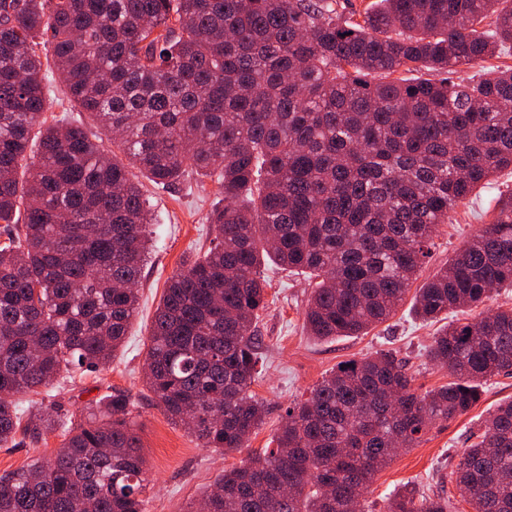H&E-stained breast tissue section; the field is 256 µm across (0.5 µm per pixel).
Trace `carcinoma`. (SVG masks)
<instances>
[{
	"mask_svg": "<svg viewBox=\"0 0 512 512\" xmlns=\"http://www.w3.org/2000/svg\"><path fill=\"white\" fill-rule=\"evenodd\" d=\"M125 165L84 126L42 119L39 48ZM512 50V0H0V446L58 424L18 394L108 366L137 311L158 187L188 172L224 186L212 246L183 263L157 308L146 386L205 448L245 447L265 406L256 334L264 258L314 282L317 339L387 320L430 255L435 228L512 167V68L457 76ZM434 69L437 81L416 76ZM31 155L36 164L21 163ZM512 287V194L417 288L426 320ZM429 359L453 381L420 392L378 352L336 367L294 402L273 447L224 470L206 512H353L399 448L469 411L512 372V307L443 326ZM121 391L51 458L0 476V512H143L146 468ZM472 512H512V402L456 465ZM401 488L390 512H451Z\"/></svg>",
	"mask_w": 512,
	"mask_h": 512,
	"instance_id": "carcinoma-1",
	"label": "carcinoma"
}]
</instances>
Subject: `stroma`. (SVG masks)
Wrapping results in <instances>:
<instances>
[{"mask_svg":"<svg viewBox=\"0 0 512 512\" xmlns=\"http://www.w3.org/2000/svg\"><path fill=\"white\" fill-rule=\"evenodd\" d=\"M47 89L45 117L64 116L76 121L97 133V141L104 149H111V140L101 133L94 117L69 102L58 74L49 75ZM134 178L142 182L155 220L151 226V257L138 287V309L123 347L109 368L76 376L35 396L23 395L20 402L22 408L34 403L42 410L77 423L83 419L87 407L109 399L113 391L128 394L134 404V429L149 479L142 494L144 512H189L224 469L241 464L267 448L287 406L307 398L311 389L340 362L386 350L406 363L419 390L450 382L447 369L435 365L426 356L438 326L416 315L412 297H405L390 319L364 335L317 341L304 329L303 313L312 291L308 279L280 269L270 261L263 268L270 279L266 290L268 308L257 323L265 361L253 385L257 397L266 405L264 422L240 451L226 454L217 448L202 447L160 407L148 391L144 375L155 310L169 279L183 261L210 247L212 235L207 215L223 203L224 191L220 184L208 179L162 189L145 181L142 173H135ZM511 191L512 169L508 168L497 172L488 183L479 185L458 202L449 212L447 223L438 226L420 278H428L445 266L481 225L492 222L499 196ZM509 400H512V374L492 377L484 384L479 403L466 414L437 423L414 447L393 456L364 492L361 501L364 512H386L391 491L407 483L429 495L456 496V487L449 478L451 471L481 433L488 413ZM62 441V432L56 429L34 442L26 439L13 448L0 447V474L19 469L34 458L51 457Z\"/></svg>","mask_w":512,"mask_h":512,"instance_id":"35a3bbf8","label":"stroma"}]
</instances>
